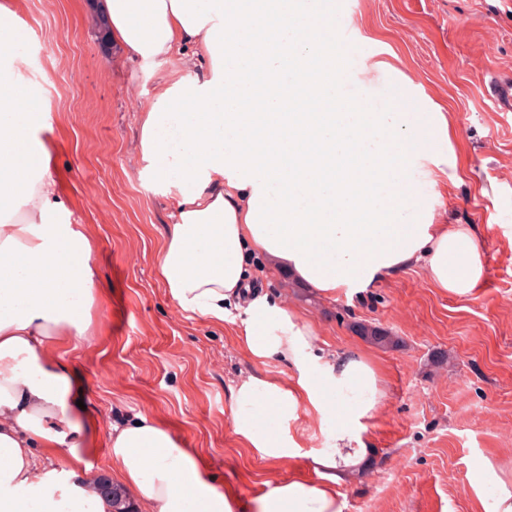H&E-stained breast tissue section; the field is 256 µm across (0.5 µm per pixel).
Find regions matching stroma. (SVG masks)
<instances>
[{"label":"stroma","instance_id":"1","mask_svg":"<svg viewBox=\"0 0 512 512\" xmlns=\"http://www.w3.org/2000/svg\"><path fill=\"white\" fill-rule=\"evenodd\" d=\"M96 3L0 0L28 32L17 55L0 52V65L37 90V135L50 153L41 176L58 185L59 222L78 225L94 246L91 329L54 355L87 386L98 428L92 473L110 467L111 426L143 414L168 424L218 488L257 512L296 472L320 482L313 460L334 447L336 419L298 411L291 435L300 448L281 463L260 460L236 433L239 381L257 374L286 383L293 369L252 361L236 324L186 316L158 278L178 192L143 173L139 114L178 62L150 73L124 57L104 36ZM337 24L344 97L378 102L404 89L423 111L447 113L458 178L435 189L449 223L480 229L484 284L458 298L417 267L328 301L257 259L254 285L299 309L319 346L363 352L379 369L380 404L360 434L375 462L340 485L345 512H483L481 499L496 488L478 485L479 473L490 466L512 479V112L485 93L491 78L512 77V0H354ZM360 323L388 330L400 346L366 342Z\"/></svg>","mask_w":512,"mask_h":512}]
</instances>
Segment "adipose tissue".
Here are the masks:
<instances>
[{"label": "adipose tissue", "mask_w": 512, "mask_h": 512, "mask_svg": "<svg viewBox=\"0 0 512 512\" xmlns=\"http://www.w3.org/2000/svg\"><path fill=\"white\" fill-rule=\"evenodd\" d=\"M113 41L144 67L193 48L206 67L169 75L143 115L140 154L178 189L157 273L184 314L236 316L243 350L292 363L290 384L258 375L235 392V428L269 462L292 457L282 429L298 408L336 416V446L275 485L259 512H344L338 490L367 466L357 434L376 411L379 372L359 353H317L299 310L251 288L259 256L333 299L423 266L432 285L467 298L481 288L484 250L470 224L437 220L446 203L422 190L455 154L444 112H398L342 99L334 17L299 0H104ZM36 111L0 68V512H113L98 478H81L97 432L77 405L86 388L54 355L80 341L96 301L92 243L50 218L56 186L34 179L48 150ZM64 452L65 466L39 454ZM109 481L148 512H235L208 466L153 418L109 434Z\"/></svg>", "instance_id": "ef3b65f1"}]
</instances>
